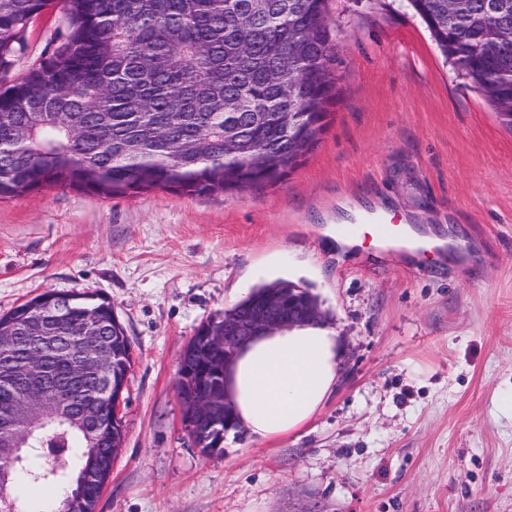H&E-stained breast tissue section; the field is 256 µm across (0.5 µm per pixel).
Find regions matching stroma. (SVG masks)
<instances>
[{
	"label": "stroma",
	"instance_id": "obj_1",
	"mask_svg": "<svg viewBox=\"0 0 512 512\" xmlns=\"http://www.w3.org/2000/svg\"><path fill=\"white\" fill-rule=\"evenodd\" d=\"M342 101L282 182L231 196L0 198V315L44 292L111 302L133 347L123 446L96 512H512V131L401 0H330ZM62 22L27 32L22 77ZM457 234L471 267L410 271L323 248L336 204ZM307 287L341 340L336 389L300 431L205 455L182 420L183 347L256 285Z\"/></svg>",
	"mask_w": 512,
	"mask_h": 512
}]
</instances>
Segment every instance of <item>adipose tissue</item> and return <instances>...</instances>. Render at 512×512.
I'll return each mask as SVG.
<instances>
[{"label":"adipose tissue","mask_w":512,"mask_h":512,"mask_svg":"<svg viewBox=\"0 0 512 512\" xmlns=\"http://www.w3.org/2000/svg\"><path fill=\"white\" fill-rule=\"evenodd\" d=\"M340 340L324 323L296 325L258 336L236 355L226 393L253 440L296 433L319 412L336 387Z\"/></svg>","instance_id":"1"}]
</instances>
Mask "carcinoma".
Here are the masks:
<instances>
[{"label": "carcinoma", "instance_id": "carcinoma-1", "mask_svg": "<svg viewBox=\"0 0 512 512\" xmlns=\"http://www.w3.org/2000/svg\"><path fill=\"white\" fill-rule=\"evenodd\" d=\"M61 27L38 64L0 83V197L47 185L122 196L167 189L190 195L226 194L274 185L297 169L318 144L338 103L339 60L328 27L329 0H62ZM440 53L486 97L512 131V0H404ZM54 0H0V78L24 56L26 34ZM281 305L320 307L309 289L290 281L256 286L224 311L248 314L270 292ZM45 291L0 316V411L23 402L10 384L13 354L69 368L92 330L106 337L108 375L123 381L132 345L112 304L71 292ZM63 336L40 344L33 336ZM224 335V318L202 323L183 361L202 371L221 353L204 343ZM211 377H181L177 392L214 391ZM85 386L101 402L98 374ZM48 446L30 451L15 478L44 486L67 484L92 471L93 458H116L122 420L89 435L58 427ZM111 472L93 471L77 512H96Z\"/></svg>", "mask_w": 512, "mask_h": 512}]
</instances>
